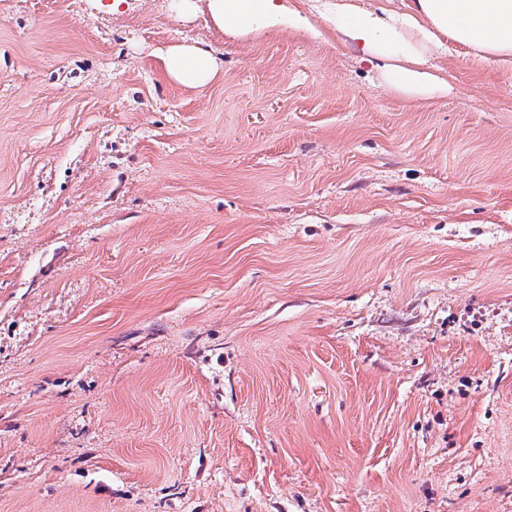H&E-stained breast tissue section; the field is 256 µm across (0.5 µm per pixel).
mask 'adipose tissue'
I'll list each match as a JSON object with an SVG mask.
<instances>
[{
  "label": "adipose tissue",
  "mask_w": 512,
  "mask_h": 512,
  "mask_svg": "<svg viewBox=\"0 0 512 512\" xmlns=\"http://www.w3.org/2000/svg\"><path fill=\"white\" fill-rule=\"evenodd\" d=\"M216 26L234 37L254 33L255 21L266 26L298 27L296 4L278 0H209ZM334 38L363 59L382 64L393 89L409 102L446 95L448 80L428 66L432 53L450 45L470 48L477 59L497 66L512 64V0H407L403 10L370 8L357 0H323ZM166 77L177 84L201 87L220 65L193 45H173L163 53Z\"/></svg>",
  "instance_id": "adipose-tissue-1"
}]
</instances>
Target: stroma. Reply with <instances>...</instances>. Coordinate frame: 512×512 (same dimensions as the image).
Here are the masks:
<instances>
[{"label":"stroma","mask_w":512,"mask_h":512,"mask_svg":"<svg viewBox=\"0 0 512 512\" xmlns=\"http://www.w3.org/2000/svg\"><path fill=\"white\" fill-rule=\"evenodd\" d=\"M109 2L0 0V512H512V68ZM166 77L179 85L201 87L209 84L220 65L207 51L193 45H172L163 52Z\"/></svg>","instance_id":"35a3bbf8"}]
</instances>
